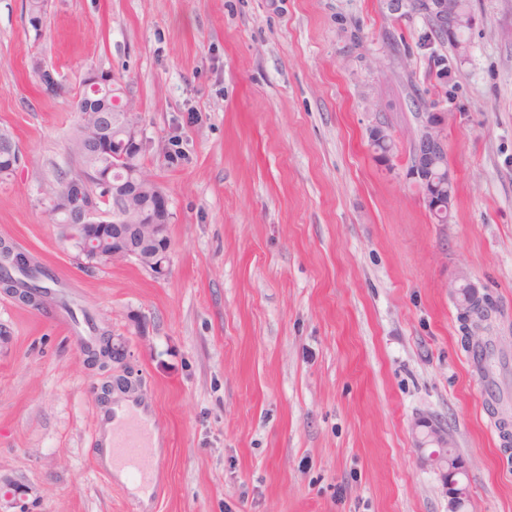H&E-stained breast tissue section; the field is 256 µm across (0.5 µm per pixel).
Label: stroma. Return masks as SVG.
Wrapping results in <instances>:
<instances>
[{"instance_id": "stroma-1", "label": "stroma", "mask_w": 512, "mask_h": 512, "mask_svg": "<svg viewBox=\"0 0 512 512\" xmlns=\"http://www.w3.org/2000/svg\"><path fill=\"white\" fill-rule=\"evenodd\" d=\"M26 2L0 0V129L22 156L0 239L51 296H0V512H448L422 419L466 464L465 512H512V0H472L444 85L426 20L384 0H47L38 32ZM91 67L142 114L165 274L85 268L47 212ZM420 111L447 115L444 224L407 175ZM463 273L497 307L485 372L448 289ZM105 338L124 357L102 367L81 348ZM126 391L163 432L146 504L99 462L101 405Z\"/></svg>"}]
</instances>
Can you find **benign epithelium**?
<instances>
[{
    "label": "benign epithelium",
    "mask_w": 512,
    "mask_h": 512,
    "mask_svg": "<svg viewBox=\"0 0 512 512\" xmlns=\"http://www.w3.org/2000/svg\"><path fill=\"white\" fill-rule=\"evenodd\" d=\"M452 0H419L417 7L433 23L435 29H470L474 19L464 20L453 10ZM76 110L90 112L95 122L87 131L89 142L86 154L112 153L114 169L126 171V181L112 183L110 211H104L97 201L88 197V182L95 177L92 172L77 174L67 181V198L78 200L75 223L63 224L61 229L77 243L76 258L85 262L98 244L112 243V256L108 262L133 260L157 274L164 272L168 259L170 239L169 201L164 189L152 192L146 187L147 176L134 166L128 154L133 148L145 153L148 141L144 136L141 120L134 117L130 100L122 97L118 85H101L98 71L89 69L82 80V92L75 100ZM419 128L413 140L412 153L407 174L421 189L422 200L430 205L432 200L448 196L455 186L453 176L437 179L434 172L444 173L448 169V142L445 135L446 114L442 112L418 113ZM369 136L377 144L388 147L393 141L391 128L379 123L370 129ZM0 293L12 296L27 305H38L47 294L33 292L13 283H1ZM462 334L467 336L469 346L478 349L485 344V333L494 310L489 300L475 291V285L465 275L459 276L450 285ZM425 436L418 447L431 444L453 447L451 440L437 427L423 422ZM466 491L458 481L448 483V512H462Z\"/></svg>",
    "instance_id": "obj_1"
}]
</instances>
